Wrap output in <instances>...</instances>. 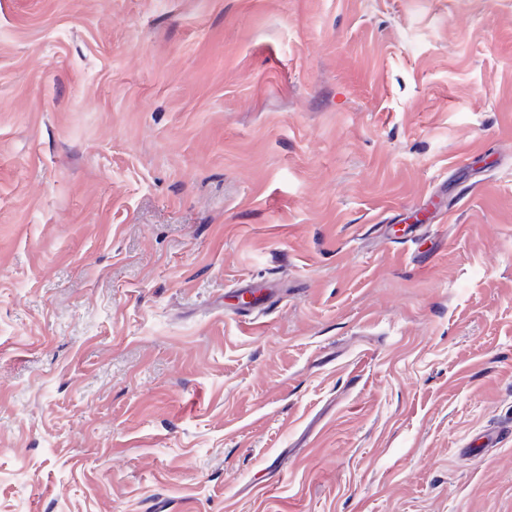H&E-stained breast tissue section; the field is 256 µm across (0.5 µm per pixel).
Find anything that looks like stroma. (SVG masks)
Returning <instances> with one entry per match:
<instances>
[{"mask_svg":"<svg viewBox=\"0 0 512 512\" xmlns=\"http://www.w3.org/2000/svg\"><path fill=\"white\" fill-rule=\"evenodd\" d=\"M0 512H512V0H0Z\"/></svg>","mask_w":512,"mask_h":512,"instance_id":"35a3bbf8","label":"stroma"}]
</instances>
